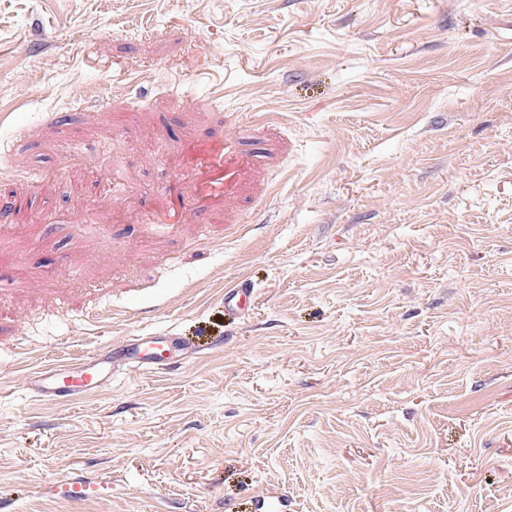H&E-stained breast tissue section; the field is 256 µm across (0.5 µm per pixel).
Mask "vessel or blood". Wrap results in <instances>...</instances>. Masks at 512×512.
Here are the masks:
<instances>
[{"instance_id": "b4317fda", "label": "vessel or blood", "mask_w": 512, "mask_h": 512, "mask_svg": "<svg viewBox=\"0 0 512 512\" xmlns=\"http://www.w3.org/2000/svg\"><path fill=\"white\" fill-rule=\"evenodd\" d=\"M254 299V289L246 279H238L226 287V306L245 310ZM177 342L171 336L135 335L102 347L91 354L64 364H52L28 374L25 383L44 401L58 405L112 379L114 364L123 363L140 372L152 371L164 361L166 352Z\"/></svg>"}]
</instances>
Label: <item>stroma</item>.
<instances>
[{
	"mask_svg": "<svg viewBox=\"0 0 512 512\" xmlns=\"http://www.w3.org/2000/svg\"><path fill=\"white\" fill-rule=\"evenodd\" d=\"M0 202L16 512H512V0H0ZM254 299V289L243 278L234 281L224 290V305L244 311L248 309ZM177 342L173 336H127L91 354L64 364H52L25 377V384L44 401L58 405L112 381L114 363L140 372H150L171 355ZM168 352L166 357L164 353Z\"/></svg>",
	"mask_w": 512,
	"mask_h": 512,
	"instance_id": "1",
	"label": "stroma"
}]
</instances>
